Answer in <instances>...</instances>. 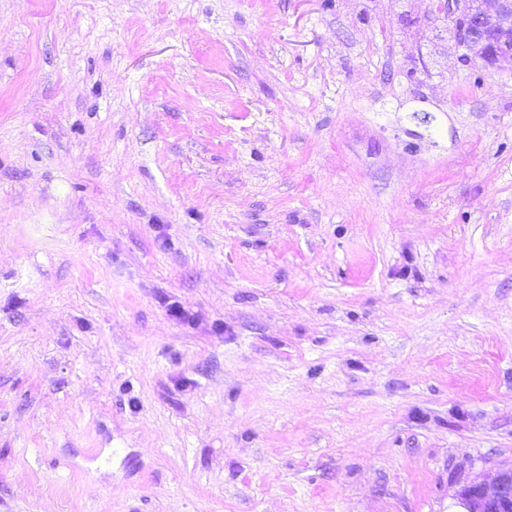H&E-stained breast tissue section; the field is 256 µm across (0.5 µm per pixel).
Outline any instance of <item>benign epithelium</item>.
<instances>
[{
	"instance_id": "benign-epithelium-1",
	"label": "benign epithelium",
	"mask_w": 512,
	"mask_h": 512,
	"mask_svg": "<svg viewBox=\"0 0 512 512\" xmlns=\"http://www.w3.org/2000/svg\"><path fill=\"white\" fill-rule=\"evenodd\" d=\"M428 11L456 24L454 41L464 57L485 69L512 74V0H427ZM465 512H512V464L489 480L460 485Z\"/></svg>"
}]
</instances>
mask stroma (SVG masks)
Returning <instances> with one entry per match:
<instances>
[{
	"label": "stroma",
	"instance_id": "1",
	"mask_svg": "<svg viewBox=\"0 0 512 512\" xmlns=\"http://www.w3.org/2000/svg\"><path fill=\"white\" fill-rule=\"evenodd\" d=\"M425 0H0V512H462L512 464V75Z\"/></svg>",
	"mask_w": 512,
	"mask_h": 512
}]
</instances>
